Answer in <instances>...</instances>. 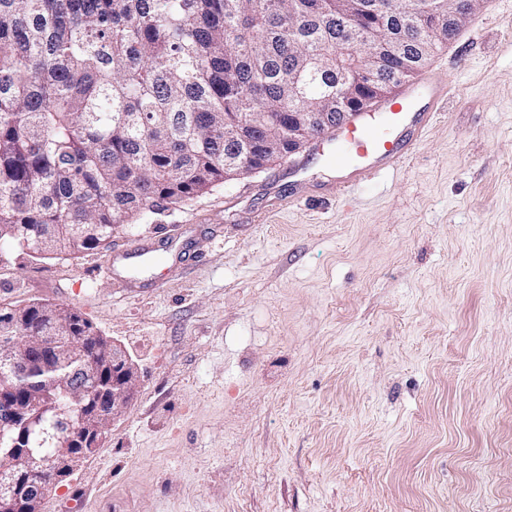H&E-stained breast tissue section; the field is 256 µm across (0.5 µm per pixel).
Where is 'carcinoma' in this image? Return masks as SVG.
I'll use <instances>...</instances> for the list:
<instances>
[{
  "label": "carcinoma",
  "instance_id": "carcinoma-1",
  "mask_svg": "<svg viewBox=\"0 0 512 512\" xmlns=\"http://www.w3.org/2000/svg\"><path fill=\"white\" fill-rule=\"evenodd\" d=\"M386 0H0V251L34 258L104 248L120 224L184 203L233 180L224 142L255 136L251 117L336 111V58L328 50L355 20L359 58L405 34L402 56H381L380 88L393 72L416 75L434 50L409 34L434 25ZM323 67L312 72L310 59ZM59 323L54 363L0 377V391L57 386L87 353L109 365L102 402L59 396V409L94 427L112 415V344L77 311L45 306ZM39 309H0V331L26 345L45 335Z\"/></svg>",
  "mask_w": 512,
  "mask_h": 512
}]
</instances>
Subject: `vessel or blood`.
<instances>
[{"instance_id": "1", "label": "vessel or blood", "mask_w": 512, "mask_h": 512, "mask_svg": "<svg viewBox=\"0 0 512 512\" xmlns=\"http://www.w3.org/2000/svg\"><path fill=\"white\" fill-rule=\"evenodd\" d=\"M447 100V84L428 75L398 95L375 101L328 134V141L339 146L333 161L341 175L326 187V194L347 195L373 171L400 165L419 145Z\"/></svg>"}]
</instances>
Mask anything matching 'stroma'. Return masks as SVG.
<instances>
[{"label": "stroma", "instance_id": "1", "mask_svg": "<svg viewBox=\"0 0 512 512\" xmlns=\"http://www.w3.org/2000/svg\"><path fill=\"white\" fill-rule=\"evenodd\" d=\"M424 71L446 107L355 200L292 195L285 159L108 248L0 254V307H71L140 376L45 512H512V0Z\"/></svg>", "mask_w": 512, "mask_h": 512}]
</instances>
